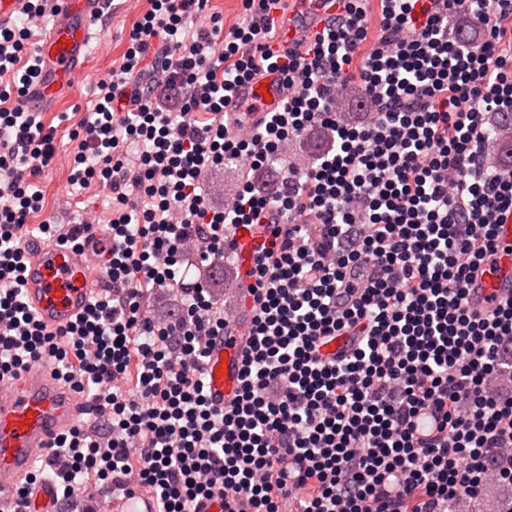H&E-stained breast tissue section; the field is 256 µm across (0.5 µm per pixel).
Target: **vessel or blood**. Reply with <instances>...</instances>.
Wrapping results in <instances>:
<instances>
[{"label":"vessel or blood","instance_id":"b4317fda","mask_svg":"<svg viewBox=\"0 0 512 512\" xmlns=\"http://www.w3.org/2000/svg\"><path fill=\"white\" fill-rule=\"evenodd\" d=\"M54 20L38 52L45 62L35 86V99L52 101L61 87L79 77L83 57L97 32L94 21L104 13L107 0H54ZM338 0H291L283 27V41L293 46L336 13ZM241 100L259 112L275 110L281 100L276 73L241 85ZM105 232L94 242L78 247L35 244L25 270V300L36 319L47 329L64 328L81 317L93 296L111 285L105 275L111 255ZM234 252L241 267H249L263 242L261 226L232 233ZM497 256L487 263L473 284L476 308L488 298H512V213H506L497 228ZM245 311L236 316L221 336L207 341L205 364L207 398L211 405H229L239 386L243 341L240 331ZM87 402L82 395L57 378L50 363L31 365L18 377L0 381V512H17L15 491L28 489L27 512H56L57 488L50 478L32 480L36 462L46 457L55 440L85 423ZM106 512H157L155 499L136 486L112 499Z\"/></svg>","mask_w":512,"mask_h":512}]
</instances>
